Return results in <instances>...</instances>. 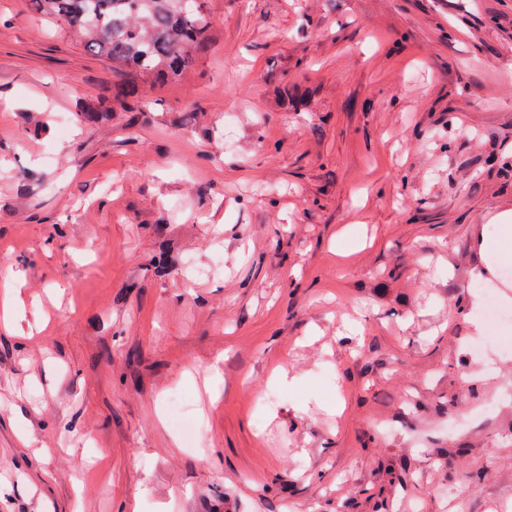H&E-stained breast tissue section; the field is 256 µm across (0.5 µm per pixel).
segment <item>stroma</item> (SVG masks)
<instances>
[{
	"label": "stroma",
	"mask_w": 512,
	"mask_h": 512,
	"mask_svg": "<svg viewBox=\"0 0 512 512\" xmlns=\"http://www.w3.org/2000/svg\"><path fill=\"white\" fill-rule=\"evenodd\" d=\"M202 7L130 95L0 0V512H512V0Z\"/></svg>",
	"instance_id": "35a3bbf8"
}]
</instances>
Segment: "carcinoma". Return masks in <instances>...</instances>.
<instances>
[{
    "instance_id": "cac0c4a2",
    "label": "carcinoma",
    "mask_w": 512,
    "mask_h": 512,
    "mask_svg": "<svg viewBox=\"0 0 512 512\" xmlns=\"http://www.w3.org/2000/svg\"><path fill=\"white\" fill-rule=\"evenodd\" d=\"M44 20L74 33L83 49L136 77L177 80L209 44L198 0H33Z\"/></svg>"
}]
</instances>
